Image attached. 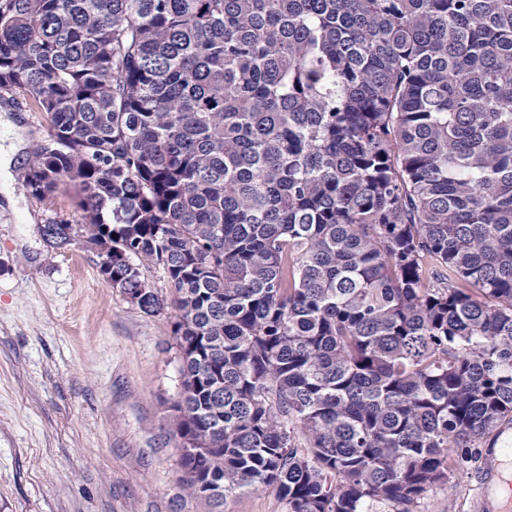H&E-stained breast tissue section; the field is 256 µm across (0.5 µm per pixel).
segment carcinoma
Instances as JSON below:
<instances>
[{"instance_id":"carcinoma-1","label":"carcinoma","mask_w":512,"mask_h":512,"mask_svg":"<svg viewBox=\"0 0 512 512\" xmlns=\"http://www.w3.org/2000/svg\"><path fill=\"white\" fill-rule=\"evenodd\" d=\"M15 87L24 190L173 289L191 493L412 512L512 425V0H0Z\"/></svg>"}]
</instances>
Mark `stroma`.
Returning <instances> with one entry per match:
<instances>
[{"label": "stroma", "instance_id": "obj_1", "mask_svg": "<svg viewBox=\"0 0 512 512\" xmlns=\"http://www.w3.org/2000/svg\"><path fill=\"white\" fill-rule=\"evenodd\" d=\"M46 113L0 96V512H284L276 487L222 508L186 488L174 403L180 354L168 307L151 315L100 273L72 187H22ZM73 225L68 244L45 224ZM484 461L449 472L413 512H483Z\"/></svg>", "mask_w": 512, "mask_h": 512}]
</instances>
